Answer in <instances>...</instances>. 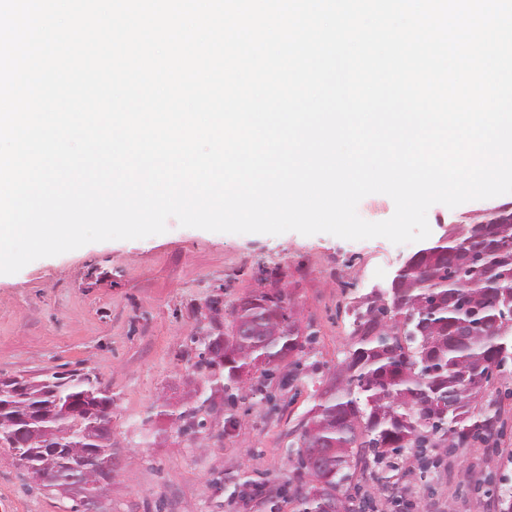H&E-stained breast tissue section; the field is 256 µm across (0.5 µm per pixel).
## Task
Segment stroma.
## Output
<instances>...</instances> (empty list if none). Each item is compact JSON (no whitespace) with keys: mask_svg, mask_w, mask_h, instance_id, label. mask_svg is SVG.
Segmentation results:
<instances>
[{"mask_svg":"<svg viewBox=\"0 0 512 512\" xmlns=\"http://www.w3.org/2000/svg\"><path fill=\"white\" fill-rule=\"evenodd\" d=\"M512 194L428 211L432 237L472 223ZM136 240L87 244L0 275V377L55 371L96 374L112 393V445L121 457L112 512H294L290 444L348 348L352 309L388 286L419 243L351 241L329 234H230L179 226ZM268 278L256 280L255 271ZM279 290L302 332H315L303 371L276 404L246 389L227 405L197 371L191 337L231 320L240 299ZM212 397L198 433L173 413ZM477 410L498 414L491 438L434 448L433 465L407 450L393 466H357L358 500L375 512H499L512 495V362L495 371ZM0 512H64L48 490L25 487L0 448Z\"/></svg>","mask_w":512,"mask_h":512,"instance_id":"obj_1","label":"stroma"}]
</instances>
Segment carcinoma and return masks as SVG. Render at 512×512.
<instances>
[{
	"label": "carcinoma",
	"mask_w": 512,
	"mask_h": 512,
	"mask_svg": "<svg viewBox=\"0 0 512 512\" xmlns=\"http://www.w3.org/2000/svg\"><path fill=\"white\" fill-rule=\"evenodd\" d=\"M403 274L406 288H383L354 311V331L331 386L302 421L293 444L302 491H294L296 512H355L349 493L353 462L376 465L407 448H458L471 437L489 436L496 415L475 418L472 403L494 370L512 362V217L485 215L411 255ZM224 333L207 348L222 360L198 354L195 366H218L224 389L239 390L258 380L264 392L276 373L298 376L301 358L315 333L302 334L280 291H260L233 306ZM455 394L448 406V392ZM109 389L88 373L54 372L30 393L0 386V407L43 406L32 428L56 427V403L85 413L83 425L56 450L57 468L42 487L75 476L82 463L70 449L102 463L112 455ZM192 406L176 418L183 430L204 428ZM9 413H0V440L19 451L25 471L37 474L42 446L12 448ZM90 490L106 495L103 471L83 474Z\"/></svg>",
	"instance_id": "cac0c4a2"
}]
</instances>
